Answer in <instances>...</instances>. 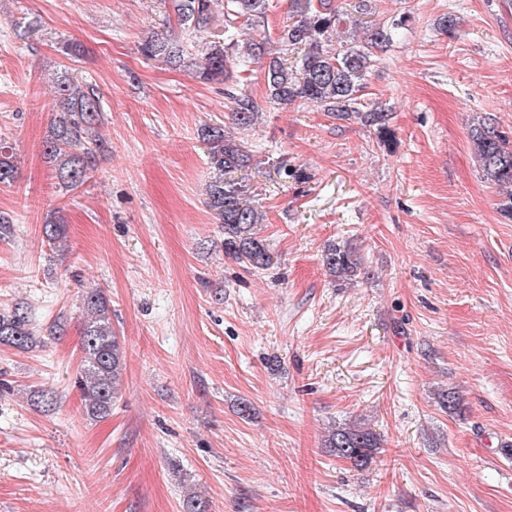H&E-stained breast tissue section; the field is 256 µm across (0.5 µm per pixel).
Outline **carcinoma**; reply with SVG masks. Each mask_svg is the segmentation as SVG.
<instances>
[{
  "label": "carcinoma",
  "instance_id": "carcinoma-1",
  "mask_svg": "<svg viewBox=\"0 0 512 512\" xmlns=\"http://www.w3.org/2000/svg\"><path fill=\"white\" fill-rule=\"evenodd\" d=\"M288 23L282 26L278 42L284 50H301L292 65L279 56H270V37L262 36L249 45V56L263 63L268 88L267 103L273 106L295 102L311 103L337 121L354 118L379 129L388 127L392 113L377 106L361 109V96L376 52L392 39L398 24H373L364 32L361 44L339 46L333 35L344 16L333 0H289ZM213 0H171L181 26L197 35L204 33L212 18ZM267 0H225L223 42L209 45L201 76L208 81H227L241 70L233 51L238 20L262 23ZM194 40L155 38L140 46L142 55L172 67L182 66L191 56ZM58 117L44 141V156L55 170L62 188L73 191L83 184L94 169L98 157L107 152L106 142L96 129L101 123L100 93L91 85H80L63 73L55 81ZM235 124L251 125L260 111L258 102L248 94L229 93ZM202 140L209 145L207 206L224 232V255L254 270L266 271L273 256L254 231L263 214L251 202L252 186L233 174L252 165L251 149L229 136L221 126H205ZM469 136L483 176L490 182L512 187V137L500 130L496 120L484 116L470 126ZM15 178V166L7 147L0 145V184ZM66 225L48 221L43 235L52 243L66 238ZM325 269L342 282L355 281L362 274L363 262L355 249L329 243L322 255ZM84 324L81 337V367L74 386L82 397L85 416L102 421L112 414V404L121 392L124 352L112 329V308L104 291L90 289L83 295ZM36 342L27 309L18 305L0 313V346L25 351ZM325 447L339 458L362 469L372 462L381 448L377 435L358 425L338 426L326 435Z\"/></svg>",
  "mask_w": 512,
  "mask_h": 512
}]
</instances>
